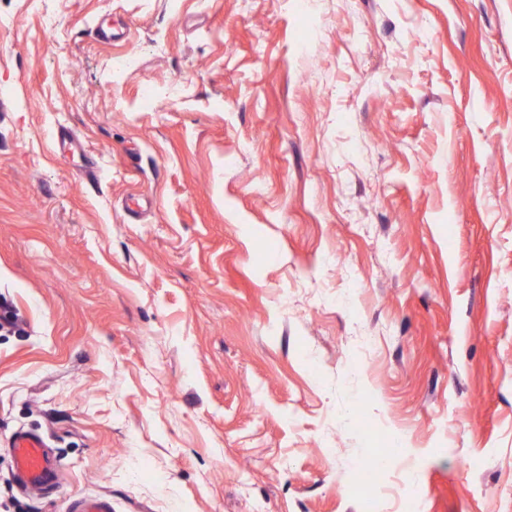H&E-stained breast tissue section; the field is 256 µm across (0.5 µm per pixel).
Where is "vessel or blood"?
<instances>
[{"label":"vessel or blood","instance_id":"obj_1","mask_svg":"<svg viewBox=\"0 0 512 512\" xmlns=\"http://www.w3.org/2000/svg\"><path fill=\"white\" fill-rule=\"evenodd\" d=\"M9 446L15 472L24 489L44 492L57 482L60 477L59 465L41 434L17 430L11 436Z\"/></svg>","mask_w":512,"mask_h":512}]
</instances>
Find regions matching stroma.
<instances>
[{"instance_id":"obj_1","label":"stroma","mask_w":512,"mask_h":512,"mask_svg":"<svg viewBox=\"0 0 512 512\" xmlns=\"http://www.w3.org/2000/svg\"><path fill=\"white\" fill-rule=\"evenodd\" d=\"M1 297L0 512H512V0H0ZM9 448L25 490L45 492L59 479V465L41 434L17 430L9 440Z\"/></svg>"}]
</instances>
